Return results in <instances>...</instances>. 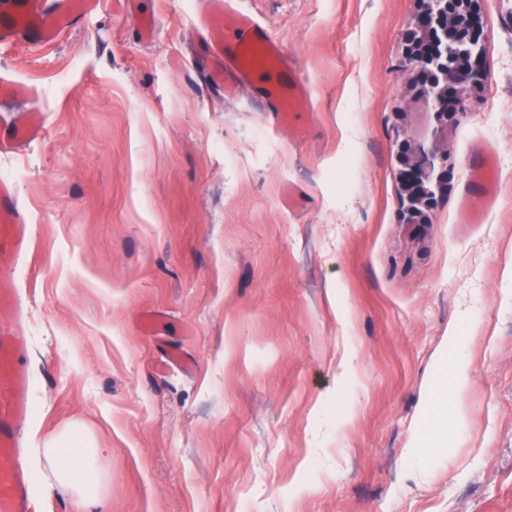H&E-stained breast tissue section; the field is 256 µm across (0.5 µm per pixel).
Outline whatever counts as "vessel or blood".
I'll list each match as a JSON object with an SVG mask.
<instances>
[{
  "instance_id": "obj_1",
  "label": "vessel or blood",
  "mask_w": 512,
  "mask_h": 512,
  "mask_svg": "<svg viewBox=\"0 0 512 512\" xmlns=\"http://www.w3.org/2000/svg\"><path fill=\"white\" fill-rule=\"evenodd\" d=\"M112 0H59L51 19L41 17L39 0H0V45L54 40L61 31L75 26L84 15L111 11ZM236 41L219 46L221 58L243 74L270 75L281 64V51L251 15L235 16ZM298 80L280 75L267 88L269 98L283 102L301 93ZM32 86L0 79V100H25ZM41 133L40 125L22 115L11 132L0 137V153H17ZM491 175L485 158L469 169V199L484 203L490 193ZM28 216L16 200L12 183L0 178V512H32V489L26 464L25 434L31 417V384L23 367L26 343L25 304L16 287L19 267L27 254Z\"/></svg>"
}]
</instances>
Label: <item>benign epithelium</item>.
Instances as JSON below:
<instances>
[{
  "mask_svg": "<svg viewBox=\"0 0 512 512\" xmlns=\"http://www.w3.org/2000/svg\"><path fill=\"white\" fill-rule=\"evenodd\" d=\"M483 17L479 0H424L407 34L412 45L408 65L420 78L419 96L441 118L464 114L468 86L480 83L485 57L480 44ZM447 155L425 141L405 159L402 181L408 215L423 224L430 206V186L443 184L441 161Z\"/></svg>",
  "mask_w": 512,
  "mask_h": 512,
  "instance_id": "obj_1",
  "label": "benign epithelium"
}]
</instances>
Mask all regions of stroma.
<instances>
[{
	"mask_svg": "<svg viewBox=\"0 0 512 512\" xmlns=\"http://www.w3.org/2000/svg\"><path fill=\"white\" fill-rule=\"evenodd\" d=\"M139 2L148 42L116 9L0 47V76L37 90L0 135L17 110L44 125L0 154L27 174L35 512H84L37 456L73 426L106 450L103 512H512V0H480L486 73L447 124L405 69L420 0H233L304 87L282 125L258 77L209 84L234 39L209 0ZM434 135L448 187L411 224L399 154ZM483 152L495 201L470 224ZM452 324L471 383L447 448L414 461Z\"/></svg>",
	"mask_w": 512,
	"mask_h": 512,
	"instance_id": "obj_1",
	"label": "stroma"
}]
</instances>
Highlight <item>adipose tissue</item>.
<instances>
[{
  "label": "adipose tissue",
  "mask_w": 512,
  "mask_h": 512,
  "mask_svg": "<svg viewBox=\"0 0 512 512\" xmlns=\"http://www.w3.org/2000/svg\"><path fill=\"white\" fill-rule=\"evenodd\" d=\"M38 454L49 473L51 487L74 492L87 512H96L105 490L97 467L99 451L92 439L70 429L47 438Z\"/></svg>",
  "instance_id": "adipose-tissue-1"
}]
</instances>
